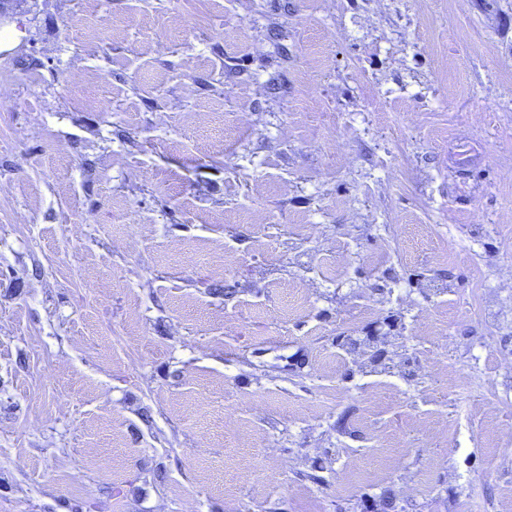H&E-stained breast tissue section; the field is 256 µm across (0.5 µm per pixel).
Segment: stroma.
<instances>
[{"instance_id":"35a3bbf8","label":"stroma","mask_w":512,"mask_h":512,"mask_svg":"<svg viewBox=\"0 0 512 512\" xmlns=\"http://www.w3.org/2000/svg\"><path fill=\"white\" fill-rule=\"evenodd\" d=\"M8 27L0 512H512V0Z\"/></svg>"}]
</instances>
